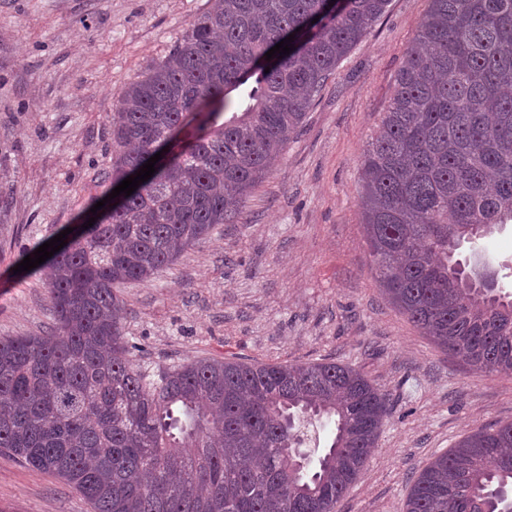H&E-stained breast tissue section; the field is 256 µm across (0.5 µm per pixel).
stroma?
Here are the masks:
<instances>
[{"label": "stroma", "instance_id": "obj_1", "mask_svg": "<svg viewBox=\"0 0 512 512\" xmlns=\"http://www.w3.org/2000/svg\"><path fill=\"white\" fill-rule=\"evenodd\" d=\"M210 0H0V337L49 335L28 251L86 214L112 169L120 91L180 44ZM429 0H389L246 197L174 265L116 286L151 375L197 358L334 361L387 398L376 448L336 512H403L414 475L471 431L512 421V375L445 354L382 294L361 163ZM512 291V224L463 243ZM0 512H92L64 481L0 452Z\"/></svg>", "mask_w": 512, "mask_h": 512}]
</instances>
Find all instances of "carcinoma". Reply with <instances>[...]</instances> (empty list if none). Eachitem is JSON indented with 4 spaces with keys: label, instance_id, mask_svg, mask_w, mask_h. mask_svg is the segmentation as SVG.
Returning <instances> with one entry per match:
<instances>
[{
    "label": "carcinoma",
    "instance_id": "1",
    "mask_svg": "<svg viewBox=\"0 0 512 512\" xmlns=\"http://www.w3.org/2000/svg\"><path fill=\"white\" fill-rule=\"evenodd\" d=\"M388 0H212L119 94L112 174L169 157L118 208L34 268L54 329L0 339V452L93 512H335L386 410L335 362L202 358L157 382L131 358L114 286L173 264L238 205ZM293 51L266 59L289 35ZM270 71H265V68ZM255 79L245 100L228 94ZM512 0H430L362 162L360 199L385 294L448 354L512 374V294L454 260L512 222ZM231 116H226L229 110ZM334 427L303 463L301 422ZM512 422L479 429L414 477L404 512H512Z\"/></svg>",
    "mask_w": 512,
    "mask_h": 512
}]
</instances>
